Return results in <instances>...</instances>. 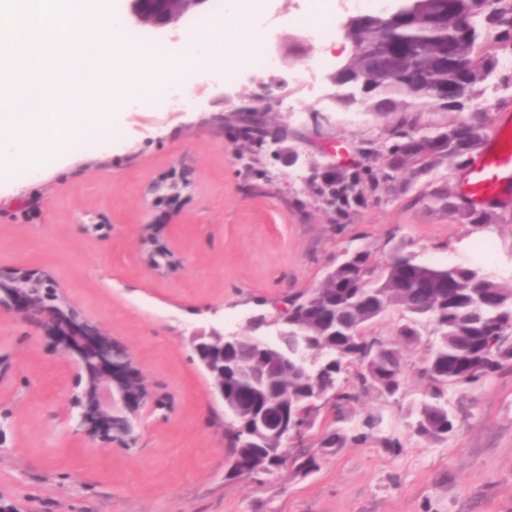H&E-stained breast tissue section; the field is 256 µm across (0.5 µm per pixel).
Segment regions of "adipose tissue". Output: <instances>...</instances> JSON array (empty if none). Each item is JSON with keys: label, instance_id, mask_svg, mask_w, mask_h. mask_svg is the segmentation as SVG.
Returning a JSON list of instances; mask_svg holds the SVG:
<instances>
[{"label": "adipose tissue", "instance_id": "1", "mask_svg": "<svg viewBox=\"0 0 512 512\" xmlns=\"http://www.w3.org/2000/svg\"><path fill=\"white\" fill-rule=\"evenodd\" d=\"M258 12V0H231V7L220 27L206 31L204 38L212 42L219 55H227L236 66H246L249 57L243 46L257 50L262 48L266 31L255 25L253 18Z\"/></svg>", "mask_w": 512, "mask_h": 512}]
</instances>
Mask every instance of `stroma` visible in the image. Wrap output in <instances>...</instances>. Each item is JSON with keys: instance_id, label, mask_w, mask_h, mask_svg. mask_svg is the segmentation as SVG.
Listing matches in <instances>:
<instances>
[{"instance_id": "stroma-1", "label": "stroma", "mask_w": 512, "mask_h": 512, "mask_svg": "<svg viewBox=\"0 0 512 512\" xmlns=\"http://www.w3.org/2000/svg\"><path fill=\"white\" fill-rule=\"evenodd\" d=\"M274 71L245 66L228 83L198 80L191 104L130 102L112 152L81 137L65 155L0 177V266L38 268L106 336L125 346L166 407L145 420L132 449L83 448L56 415L66 400L68 361L49 337L14 317L0 320V512H512V371L454 401L457 430L445 443L416 437L407 408L424 391L425 345L404 349V385L394 399L364 395L358 417L383 415L394 455L355 443L315 474L292 470L262 481L224 480V407L188 341L193 329L252 335L251 316H273L285 294L315 287L343 253L368 249L382 276L396 246L418 261L467 262L512 279V205L475 230L434 198L456 188L459 169L428 176L387 173L389 122L342 105L329 80L352 53L343 39L315 45L282 22L265 43ZM323 60L313 89L292 72ZM270 99L277 147L253 140L258 162L216 119ZM292 102L305 117L284 109ZM350 164L389 176L390 188L346 213L314 193V169ZM298 154L290 163V154ZM186 161L193 192L172 206L149 191ZM170 254L165 276L142 264L144 227Z\"/></svg>"}]
</instances>
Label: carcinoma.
Masks as SVG:
<instances>
[{
  "instance_id": "1",
  "label": "carcinoma",
  "mask_w": 512,
  "mask_h": 512,
  "mask_svg": "<svg viewBox=\"0 0 512 512\" xmlns=\"http://www.w3.org/2000/svg\"><path fill=\"white\" fill-rule=\"evenodd\" d=\"M409 20L384 26L357 25L350 34L352 53L347 72L360 77L372 71L384 79L366 102L371 111L392 117L394 143L384 157L386 169L405 170L416 177L440 166H460L481 145L483 127L478 113L468 118L471 131L456 135L450 124L435 134L419 129L420 106L436 103L461 112L478 103L479 87L498 70L500 60L480 44L482 31L494 32L498 42L512 43V7L506 13L491 9V0H405ZM410 47L413 54L395 59L383 41ZM316 194L344 213L380 189L379 179L346 168L314 180ZM465 223L476 228L492 223L491 210H460ZM372 254L357 252L356 261L336 270L318 287L285 295L284 309L292 319L281 345L288 349V367L271 383L294 400L299 431L286 448L260 443L246 433L242 421L226 426L224 479L253 478L292 468L307 477L330 456L357 440H374L397 452L399 439L380 435L382 420L369 415L355 420L361 396L375 391L396 397L404 384L402 347L427 342L420 368L425 382L422 398L408 408L416 436L428 442L446 441L458 424L449 395L485 383L493 374L512 369V282L469 263L434 266L421 263L397 246L380 285L368 280ZM404 322L392 341L368 349L367 327L391 310ZM231 359L260 361L252 338L246 336L225 351Z\"/></svg>"
}]
</instances>
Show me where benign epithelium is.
<instances>
[{"label":"benign epithelium","instance_id":"benign-epithelium-1","mask_svg":"<svg viewBox=\"0 0 512 512\" xmlns=\"http://www.w3.org/2000/svg\"><path fill=\"white\" fill-rule=\"evenodd\" d=\"M206 0H129L127 19L138 26L165 28ZM193 183L184 170H172L155 183L161 198L177 200L191 192ZM145 267L157 276L173 267L169 254L152 249ZM17 316L54 339L68 357L71 388L62 408L63 421L84 448L99 445L130 448L137 443L141 422L160 406L147 381L125 348L103 335L98 327L57 292L52 277L37 268H0V317ZM236 333L224 329L195 330L190 334L196 354L210 376L214 397L223 400L224 347L238 341ZM293 426L288 408L271 424L257 421L252 435L259 440L282 443Z\"/></svg>","mask_w":512,"mask_h":512}]
</instances>
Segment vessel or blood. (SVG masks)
Masks as SVG:
<instances>
[{
  "mask_svg": "<svg viewBox=\"0 0 512 512\" xmlns=\"http://www.w3.org/2000/svg\"><path fill=\"white\" fill-rule=\"evenodd\" d=\"M461 191L473 207L512 201V122L503 121L463 176Z\"/></svg>",
  "mask_w": 512,
  "mask_h": 512,
  "instance_id": "vessel-or-blood-1",
  "label": "vessel or blood"
}]
</instances>
